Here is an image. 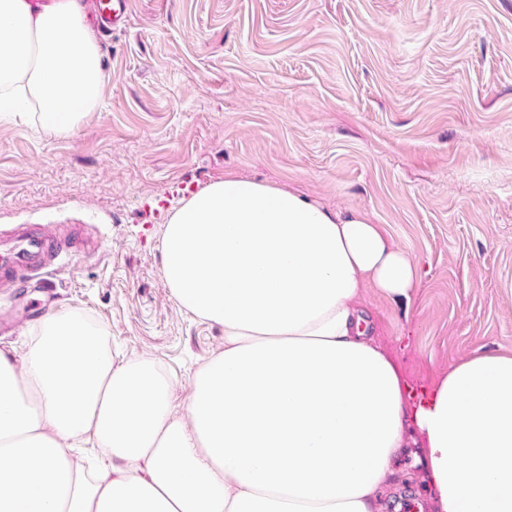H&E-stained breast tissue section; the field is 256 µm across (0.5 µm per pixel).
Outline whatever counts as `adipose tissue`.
<instances>
[{"label":"adipose tissue","mask_w":512,"mask_h":512,"mask_svg":"<svg viewBox=\"0 0 512 512\" xmlns=\"http://www.w3.org/2000/svg\"><path fill=\"white\" fill-rule=\"evenodd\" d=\"M103 80L79 0H0V121L69 135ZM163 265L224 330L184 412L155 361L115 363L100 329L45 316L25 352L0 347V512H375L409 431L437 512H512V355L413 395L360 301H410L416 265L365 214L227 178L175 212ZM89 440L92 469L73 453Z\"/></svg>","instance_id":"ef3b65f1"}]
</instances>
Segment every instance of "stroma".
Instances as JSON below:
<instances>
[{"label":"stroma","mask_w":512,"mask_h":512,"mask_svg":"<svg viewBox=\"0 0 512 512\" xmlns=\"http://www.w3.org/2000/svg\"><path fill=\"white\" fill-rule=\"evenodd\" d=\"M94 36L101 99L71 135L0 123V240L63 245L47 279L0 286V347L69 312L114 362L154 360L183 409L224 331L173 297L165 226L235 175L366 213L413 259L410 304L365 292L412 392L512 354V0H129ZM422 455L409 437L378 512L404 487L435 512Z\"/></svg>","instance_id":"35a3bbf8"}]
</instances>
